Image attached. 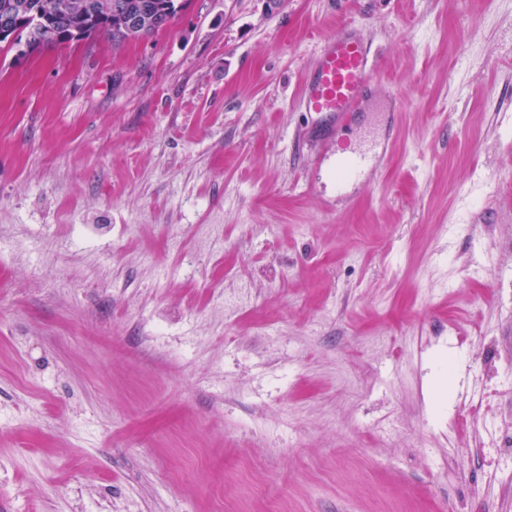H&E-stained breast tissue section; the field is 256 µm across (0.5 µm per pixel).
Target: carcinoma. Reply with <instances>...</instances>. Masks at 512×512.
<instances>
[{"mask_svg": "<svg viewBox=\"0 0 512 512\" xmlns=\"http://www.w3.org/2000/svg\"><path fill=\"white\" fill-rule=\"evenodd\" d=\"M55 0H0V12L14 14L16 29L11 45L21 42L23 35L33 29L43 30L48 35L49 44H62L73 40L89 38L98 32H109L112 16L100 11L94 21L89 16L73 13L69 16H55L47 11V5ZM154 2V24L148 26L143 34L154 33L168 25L180 11L178 0H152Z\"/></svg>", "mask_w": 512, "mask_h": 512, "instance_id": "cac0c4a2", "label": "carcinoma"}]
</instances>
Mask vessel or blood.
<instances>
[{
	"mask_svg": "<svg viewBox=\"0 0 512 512\" xmlns=\"http://www.w3.org/2000/svg\"><path fill=\"white\" fill-rule=\"evenodd\" d=\"M375 62L370 46L353 25H340L321 42L315 66L302 87L303 111L315 117L320 134L335 136L350 126L371 84ZM390 150L388 143L365 149L359 146L336 156V193L348 197L350 186L375 171Z\"/></svg>",
	"mask_w": 512,
	"mask_h": 512,
	"instance_id": "obj_1",
	"label": "vessel or blood"
}]
</instances>
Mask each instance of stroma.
<instances>
[{"instance_id":"obj_1","label":"stroma","mask_w":512,"mask_h":512,"mask_svg":"<svg viewBox=\"0 0 512 512\" xmlns=\"http://www.w3.org/2000/svg\"><path fill=\"white\" fill-rule=\"evenodd\" d=\"M345 19L372 93L297 151ZM510 427L512 0L0 49V512H512ZM389 139L364 149L353 146L347 152L336 153V193L341 198L350 196L348 189L375 171L382 164L390 150Z\"/></svg>"}]
</instances>
